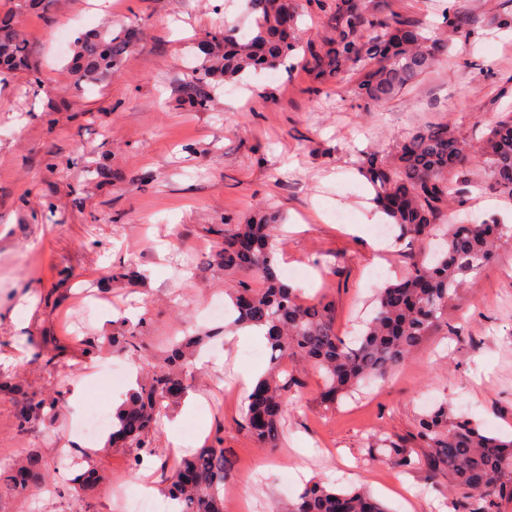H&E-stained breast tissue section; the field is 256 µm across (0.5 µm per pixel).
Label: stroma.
Here are the masks:
<instances>
[{
	"label": "stroma",
	"mask_w": 512,
	"mask_h": 512,
	"mask_svg": "<svg viewBox=\"0 0 512 512\" xmlns=\"http://www.w3.org/2000/svg\"><path fill=\"white\" fill-rule=\"evenodd\" d=\"M478 32L456 44L405 93L372 109L351 93L358 68L316 87L303 55L290 65L251 71L216 92L213 108L192 110L186 74L208 33L236 26L252 32L246 0H120L121 10L94 11L88 0H46L37 8L0 0L31 50L40 82L18 72L0 76V461L36 456L55 464L80 446L98 468L94 487L75 491L56 480L25 498L0 490V512H117L113 486L139 479L160 496L165 470L224 429V512H277L312 481L364 486L390 512H463L447 472L431 471L416 438L418 419L442 402L482 431L512 436V201L471 191L464 210L496 220L503 237L495 258L449 300L411 359L333 406L321 400L312 366L292 360L291 402L276 447L241 425L243 372L269 366L266 341L211 339L193 358L184 400L165 409L181 444L158 429L166 458L82 438L86 412L112 414L126 398L138 362L115 352L88 357L86 338L106 339L121 325L139 326L151 354L173 339L216 329L208 302L229 303L239 277L213 265L224 245V217L260 212L287 231L276 258L280 278L300 296L329 304L339 335L355 336L371 317L378 288L409 265V249L365 223L374 190L358 171L366 152L392 154L414 130L432 123L461 137L481 136L498 113L512 110V31L490 26L493 0H456ZM143 32L112 79L76 83L65 68L70 38L106 25ZM482 60L484 70L463 60ZM463 210V211H464ZM382 240L386 249L373 251ZM123 266L134 277L112 279ZM34 296L28 326L14 317ZM126 367L112 376L110 364ZM63 387L54 418L16 423L28 400ZM387 439L411 451L412 463L387 460Z\"/></svg>",
	"instance_id": "stroma-1"
}]
</instances>
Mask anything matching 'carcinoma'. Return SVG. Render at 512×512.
Listing matches in <instances>:
<instances>
[{"label": "carcinoma", "mask_w": 512, "mask_h": 512, "mask_svg": "<svg viewBox=\"0 0 512 512\" xmlns=\"http://www.w3.org/2000/svg\"><path fill=\"white\" fill-rule=\"evenodd\" d=\"M331 14L332 36L324 43L301 47L294 33L303 5L298 0H247L257 15L256 29L238 36L233 29L210 33L198 46L196 65L185 83L186 101L196 111L210 109L216 89L249 70L282 65L296 51L309 56L314 81L322 85L352 65L362 66L355 98L369 107L406 91L438 61L436 45L413 20L389 11L387 0H305ZM439 45L448 49L457 42L471 44L475 32L452 0L437 10ZM495 27L512 28V0H502ZM132 27L107 28L80 36L73 44L70 69L80 81L112 77L131 51ZM30 51L16 32L11 10L0 12V74L26 70ZM479 167L480 186L512 200V112H502L481 139H463L446 125L420 128L406 137L394 154L364 156L362 173L375 190V202L400 229L398 239L420 245L439 238L443 248L432 260L410 258L406 275L379 289L373 316L363 322L360 335L351 339L336 334L329 304L322 299L302 300L280 281L274 255L278 250L275 220L263 215L250 224L224 218V248L216 254L224 271L251 273L263 287L240 283L232 295L234 325L264 330L270 349L269 368L245 398L242 425L258 442L274 446L288 405L291 377L283 361L299 357L309 362L323 382V399L337 402L342 396L375 380L385 379L403 364L440 318L448 299L467 278L491 260L503 227L493 222L450 224L448 206L464 204L463 167ZM205 340L186 336L167 356L149 357L142 337L122 328L100 342L84 340L85 353L98 356L106 348L130 352L142 359L141 378L126 402L116 411L109 443L124 444L141 454L164 457L154 433L166 406L186 393L189 358ZM65 400L55 389L33 398L19 417L17 430H28L30 413L52 411ZM416 437L428 449L432 470L448 471L462 499L481 503L479 512H495L497 500L512 498V438L487 435L470 419L453 415L448 402L439 404L418 421ZM223 431L211 443L185 457L166 488L179 512H224ZM391 461L411 464L410 450L385 443ZM69 465L64 455L48 467L35 456L15 460L0 470V485L26 496L30 484L51 483L59 468ZM98 478L90 464L73 478L81 490ZM281 512H388L364 489L341 490L322 482L307 486Z\"/></svg>", "instance_id": "obj_1"}]
</instances>
